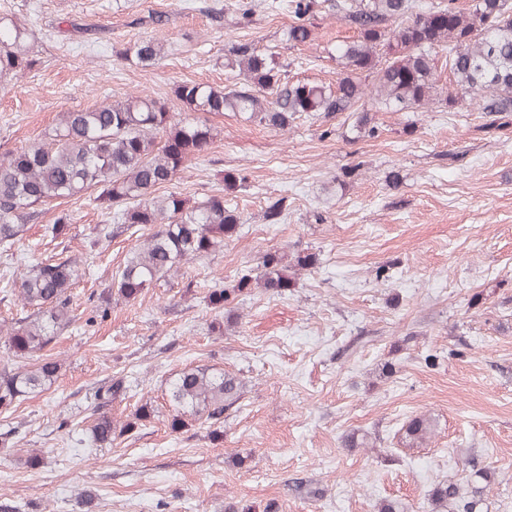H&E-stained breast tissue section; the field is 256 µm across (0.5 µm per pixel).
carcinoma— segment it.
I'll return each instance as SVG.
<instances>
[{"mask_svg": "<svg viewBox=\"0 0 512 512\" xmlns=\"http://www.w3.org/2000/svg\"><path fill=\"white\" fill-rule=\"evenodd\" d=\"M296 22L288 27L286 43L306 44L311 19L334 15L357 31L352 41L331 51L346 72L334 83L291 76L295 61L257 40L234 43L224 57L230 84L215 87L185 81L176 99L191 118H178L174 104L162 97L128 95L85 109L59 114L57 123L36 141L0 159V250L6 252L35 224L53 242L66 235L72 215L60 212L53 223H42L44 206L57 199L83 200L106 216L96 226L90 247L102 240L140 234L143 241L126 257L111 281L89 300L97 317L112 302H134L157 282L174 277L187 263L223 250L224 241L241 229L229 197L246 188L245 177L227 171L224 188L201 199L180 191H157L171 184L194 154L215 143L217 130L209 116L237 112L265 128L286 129L304 116L330 121L341 112L355 116L352 129L373 136L377 127L361 100L371 80V104L391 112H417L436 93L439 54H445L456 86L448 106L478 102L487 114L512 112V4L509 0H473L467 8L456 0L427 5L422 0H288ZM34 34L28 23L0 17V81L33 70L39 64ZM163 45L150 38L127 42L115 56L136 66L155 65ZM288 215V199L267 203L263 219L280 224ZM317 254L301 249L292 254L265 253L257 270L240 272L229 285L209 289L205 299L215 311L213 328L221 332L231 320L230 298H246L261 288L284 296L295 287L298 273L314 266ZM81 264L62 253L40 259L4 290L20 297V312L11 319L6 351L0 363V409L41 392L55 379L59 364L47 353L54 339L75 321L71 290ZM239 376L208 365L186 367L170 379L167 401L172 409L169 429L178 433L200 422L210 427L213 441L222 439L224 414L239 409ZM129 385L113 378L93 392L91 425L79 446L105 447L155 418L144 403L131 419L112 420V403L126 399ZM433 433L429 418L419 416L405 425L406 445H420ZM488 488L487 468L470 467L468 483L436 484L430 494L431 512H482ZM292 494L320 499L323 489L295 480Z\"/></svg>", "mask_w": 512, "mask_h": 512, "instance_id": "cac0c4a2", "label": "carcinoma"}]
</instances>
